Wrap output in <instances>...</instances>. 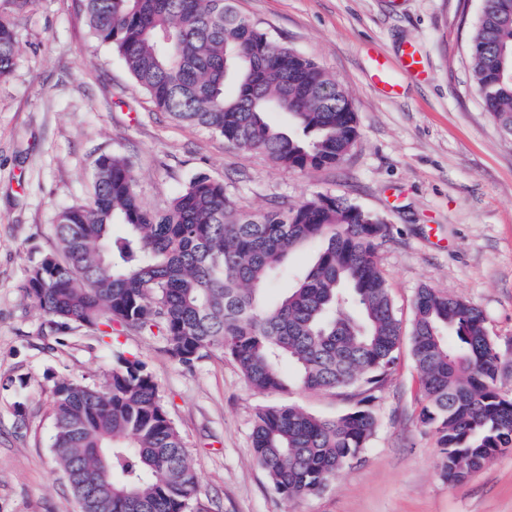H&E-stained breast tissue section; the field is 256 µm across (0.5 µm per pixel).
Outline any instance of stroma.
I'll use <instances>...</instances> for the list:
<instances>
[{
	"mask_svg": "<svg viewBox=\"0 0 512 512\" xmlns=\"http://www.w3.org/2000/svg\"><path fill=\"white\" fill-rule=\"evenodd\" d=\"M276 41L313 59L351 97L360 137L337 166L278 167L223 137L180 124L137 87L92 34L79 0H0L22 53L0 80V512H78L51 451V391L59 376L103 382L114 353L137 356L158 384L198 476L192 512H512V451L464 484L443 478L433 431L419 418L409 345L370 407L365 454L315 496L286 500L254 459L258 408L293 403L323 417L351 406L340 391H257L213 353L194 369L135 331L101 346L84 328L64 344L21 289L29 261L55 250L58 212L88 202L96 159L131 157L143 204L165 209L195 175L223 181L244 212L314 192L346 198L389 229L377 250L398 319L427 285L483 311L500 354L498 388L512 396V137L487 112L471 71L482 0H232ZM416 46L424 78L394 72L398 94L367 79L372 55L397 61Z\"/></svg>",
	"mask_w": 512,
	"mask_h": 512,
	"instance_id": "obj_1",
	"label": "stroma"
}]
</instances>
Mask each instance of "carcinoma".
Listing matches in <instances>:
<instances>
[{
    "instance_id": "carcinoma-1",
    "label": "carcinoma",
    "mask_w": 512,
    "mask_h": 512,
    "mask_svg": "<svg viewBox=\"0 0 512 512\" xmlns=\"http://www.w3.org/2000/svg\"><path fill=\"white\" fill-rule=\"evenodd\" d=\"M95 37L173 120L305 171L336 166L359 138L353 103L315 61L276 43L230 0H83ZM21 54L0 16V78ZM473 81L512 136V0H483L471 38ZM288 115L285 132L270 120ZM57 249L32 262L22 290L54 336L73 326L112 338L133 329L192 369L214 352L259 391L358 392L333 418L295 405L259 409L250 434L258 465L287 499L322 492L362 455L377 420L366 402L394 370L403 341L376 257L387 226L344 198L313 193L288 208L240 211L224 183L193 177L162 211L140 200L131 161L103 154L87 203L61 210ZM315 262L275 302L296 248ZM411 355L420 420L438 435L442 475L462 483L512 450V398L497 386L499 352L475 305L428 286L415 293ZM456 342L448 341V335ZM52 454L85 512H190L198 478L159 388L136 356L115 355L102 385L58 378Z\"/></svg>"
}]
</instances>
